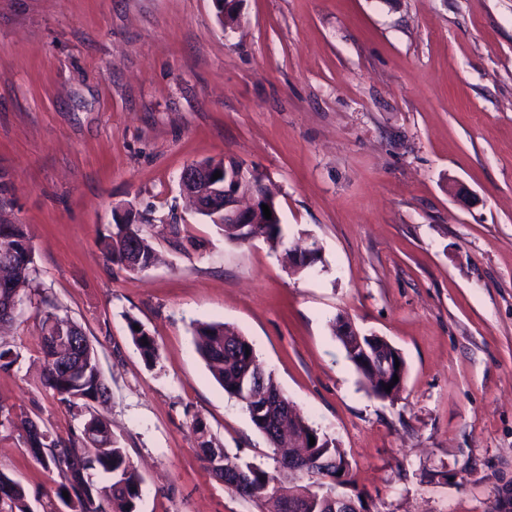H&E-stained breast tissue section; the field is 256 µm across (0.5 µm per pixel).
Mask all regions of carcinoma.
Masks as SVG:
<instances>
[{"instance_id":"cac0c4a2","label":"carcinoma","mask_w":512,"mask_h":512,"mask_svg":"<svg viewBox=\"0 0 512 512\" xmlns=\"http://www.w3.org/2000/svg\"><path fill=\"white\" fill-rule=\"evenodd\" d=\"M203 216L224 232V238L237 243L245 242L244 234L235 224L224 223L220 211L205 212ZM260 224L256 228L266 232L271 248L282 246L283 230L278 223H265L264 215H259ZM116 231L104 242L109 260L126 267L130 245L137 247L138 270L142 271L155 262V250L144 236L140 225L130 216H125L115 224ZM28 241L23 225H13L10 240L0 242V253L15 250L14 261L0 263V276L11 281L25 283L32 272L33 250L24 248ZM41 327L43 331V352L45 366L42 385L68 409L83 417L80 434L68 439L54 438L47 430H36L35 422L24 423V443L30 455L47 468L56 470L60 478L59 499L68 512H137L141 496L142 475L127 457L123 448L112 440L111 421L99 413L94 403L110 397V389L99 367L98 356L91 343H86L84 353L79 356L77 372L66 380L63 366L70 364L56 344L55 333L59 323L65 319L57 314L58 305L48 296L40 299ZM138 321L129 322L132 340L141 356L148 364H155L158 348L149 331ZM196 348L205 361L214 379L224 388L230 397L240 401L247 411L255 429L268 441L272 451L282 445L279 433L263 425L256 414L255 397L276 394L281 391L273 375L266 372L257 362L252 343L234 328L222 323H199L193 329ZM349 360L359 366L361 353L357 348L370 346V338L339 337ZM297 447L290 449L298 453L302 448L307 452L311 465L301 471L312 482L298 486L287 494L280 493L277 475L260 466L242 462L228 452L224 444L209 433L206 424L200 419L192 421V429L198 435L201 459L211 472L240 469L250 480V490L242 491L235 487L233 491L241 496L267 505L273 504L274 512H284L288 499L300 490L309 492L304 501L303 512H328L327 497L336 490L333 477L348 468V461L340 452L336 441L307 423L302 417L291 421ZM314 437L315 445H309V437ZM102 473L107 477L106 484L94 480V475ZM69 498H64L63 493ZM0 512H33L25 487L18 481L0 472Z\"/></svg>"}]
</instances>
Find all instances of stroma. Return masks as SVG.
<instances>
[{
	"mask_svg": "<svg viewBox=\"0 0 512 512\" xmlns=\"http://www.w3.org/2000/svg\"><path fill=\"white\" fill-rule=\"evenodd\" d=\"M222 158L264 176L314 266L186 210L184 168ZM0 176V217L34 251L0 404L63 439L81 427L41 385L50 296L98 353L138 512H260L198 454L197 417L275 468L196 350L204 322L246 336L335 439L366 512H512V0H241L231 30L212 0H0ZM129 210L162 258L135 274L102 244ZM340 315L401 351L397 398L349 360ZM0 472L57 512L60 479L18 432L0 429ZM134 325H138L139 330H134ZM129 330L132 340L145 362L151 365L155 364L158 359V348L154 336L137 320H130ZM142 338H146L147 345L143 344Z\"/></svg>",
	"mask_w": 512,
	"mask_h": 512,
	"instance_id": "obj_1",
	"label": "stroma"
}]
</instances>
